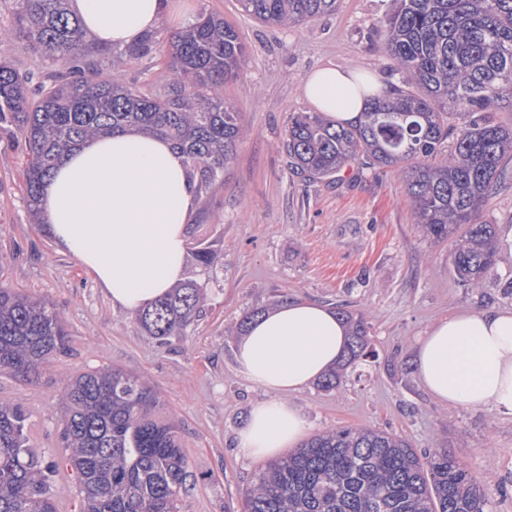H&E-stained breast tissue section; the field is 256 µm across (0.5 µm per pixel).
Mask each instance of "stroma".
<instances>
[{
	"mask_svg": "<svg viewBox=\"0 0 512 512\" xmlns=\"http://www.w3.org/2000/svg\"><path fill=\"white\" fill-rule=\"evenodd\" d=\"M172 2L190 21L203 11L224 17L246 48L224 95L247 133L223 184L197 198L186 226L185 277L207 297L184 334L150 336L136 312L114 306L94 277L59 251L48 225L29 214L18 131L0 129V285L53 303L71 334L69 351L38 380L22 382L0 370V401L27 411L33 447L60 462L53 490L58 512H81L75 477L62 464L63 387L100 367L148 380L162 395L163 416L181 424L190 477L177 512H240V493L264 461L236 448L235 432L264 393L238 373L228 329L249 310L289 300L363 317L373 352L344 371L336 389L314 384L291 395L308 435L370 427L407 438L420 453L446 445L487 485L490 512H512V416L442 405L413 368L417 340L435 321L457 310L512 307V174L481 213L496 226V270L481 291H470L451 272L454 239L420 237L396 173L356 165L334 182H312L290 172L282 147L289 116L314 109L303 81L316 69L349 68L400 83L380 40L391 0H338L334 14L288 27L263 23L239 0ZM91 62L118 69L128 85L167 88L163 55L117 65L96 52ZM202 247L215 255L213 267L196 261Z\"/></svg>",
	"mask_w": 512,
	"mask_h": 512,
	"instance_id": "1",
	"label": "stroma"
}]
</instances>
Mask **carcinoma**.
<instances>
[{"mask_svg":"<svg viewBox=\"0 0 512 512\" xmlns=\"http://www.w3.org/2000/svg\"><path fill=\"white\" fill-rule=\"evenodd\" d=\"M69 0H13L14 25L0 27V125L18 127L27 154L24 193L36 208L55 167L84 142L138 130L172 142L197 193L209 194L245 134L224 98L245 47L224 18L202 13L160 37L146 33L120 52L138 60L163 48L168 92L121 83L88 60L87 42ZM337 0H240L248 14L299 25L336 10ZM382 49L402 85L369 100L358 124L338 128L321 112L289 117L283 148L288 169L332 182L355 163L394 169L405 181L422 237L458 236L451 266L465 288L479 290L497 262L496 225L479 220L512 163V126L492 111L512 107V0H393L381 21ZM25 43L34 55L65 61L67 74L32 85L6 54ZM468 121L448 127V108ZM452 146H447V142ZM206 295L187 281L138 313L163 341L199 317ZM350 326L342 366L370 355L361 319ZM70 347L53 304L0 285V368L34 380ZM159 392L121 369H96L65 383L59 419L83 512H176L188 460L181 428L155 417ZM29 416L0 402V512H56L51 488L58 464L30 447ZM241 512H486L489 492L447 448L418 455L393 433L341 428L311 437L268 464L241 493Z\"/></svg>","mask_w":512,"mask_h":512,"instance_id":"cac0c4a2","label":"carcinoma"}]
</instances>
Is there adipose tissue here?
<instances>
[{
  "instance_id": "ef3b65f1",
  "label": "adipose tissue",
  "mask_w": 512,
  "mask_h": 512,
  "mask_svg": "<svg viewBox=\"0 0 512 512\" xmlns=\"http://www.w3.org/2000/svg\"><path fill=\"white\" fill-rule=\"evenodd\" d=\"M88 37L126 47L154 29L167 0H71ZM349 69L322 67L303 83L305 96L342 126L356 124L365 100ZM196 185L183 155L160 137L107 134L69 152L40 202L60 251L73 256L114 305L138 310L183 280L186 224ZM347 328L326 306L291 301L255 318L234 349L236 366L264 390L236 433L249 457L281 454L305 432L290 394L302 391L342 355ZM416 375L436 401L492 406L512 414V309L459 310L433 324L417 344Z\"/></svg>"
}]
</instances>
